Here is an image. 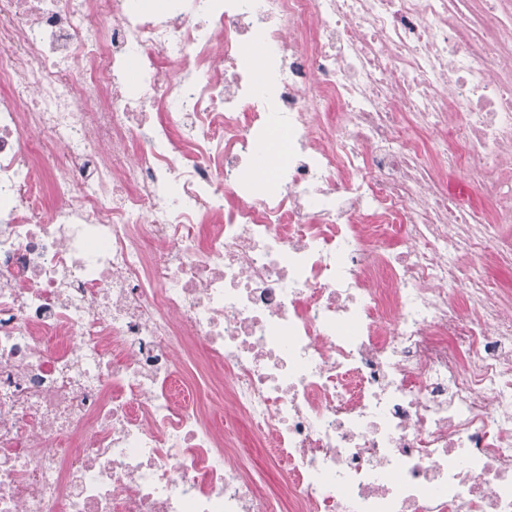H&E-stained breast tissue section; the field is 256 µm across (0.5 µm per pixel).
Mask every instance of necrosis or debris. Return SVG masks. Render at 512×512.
Here are the masks:
<instances>
[{
	"label": "necrosis or debris",
	"instance_id": "necrosis-or-debris-1",
	"mask_svg": "<svg viewBox=\"0 0 512 512\" xmlns=\"http://www.w3.org/2000/svg\"><path fill=\"white\" fill-rule=\"evenodd\" d=\"M0 86V512H512V0H0ZM484 172L480 171L466 177L448 173L447 178H445L448 194L465 206H482L483 200L477 191V181L483 176ZM238 437L241 444L244 446V451L250 455L255 465L256 470L262 475L267 486L274 488L280 480L279 474L272 469L266 458L265 448H259L249 437L243 427L239 428Z\"/></svg>",
	"mask_w": 512,
	"mask_h": 512
}]
</instances>
